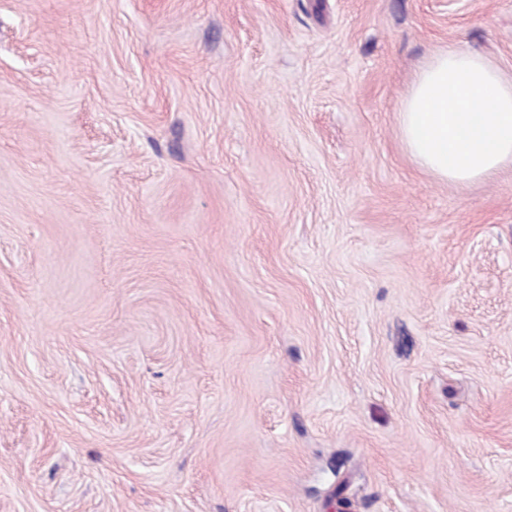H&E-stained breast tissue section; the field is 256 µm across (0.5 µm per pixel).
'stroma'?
Segmentation results:
<instances>
[{
  "label": "stroma",
  "instance_id": "1",
  "mask_svg": "<svg viewBox=\"0 0 512 512\" xmlns=\"http://www.w3.org/2000/svg\"><path fill=\"white\" fill-rule=\"evenodd\" d=\"M512 0H0V512H512V167L403 143Z\"/></svg>",
  "mask_w": 512,
  "mask_h": 512
}]
</instances>
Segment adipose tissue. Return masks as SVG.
I'll return each instance as SVG.
<instances>
[{
    "mask_svg": "<svg viewBox=\"0 0 512 512\" xmlns=\"http://www.w3.org/2000/svg\"><path fill=\"white\" fill-rule=\"evenodd\" d=\"M399 129L408 150L438 179H488L512 164V82L480 54L438 53L415 75Z\"/></svg>",
    "mask_w": 512,
    "mask_h": 512,
    "instance_id": "adipose-tissue-1",
    "label": "adipose tissue"
}]
</instances>
